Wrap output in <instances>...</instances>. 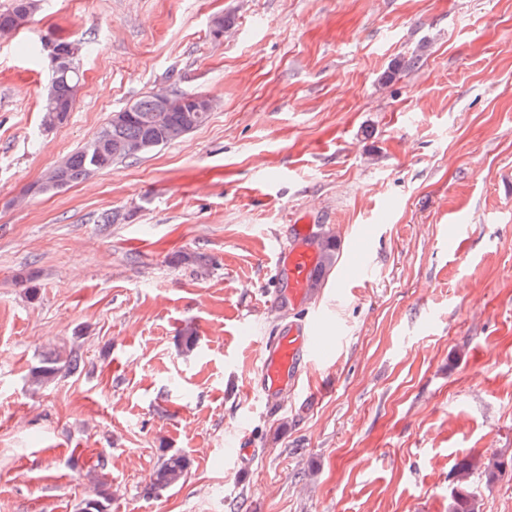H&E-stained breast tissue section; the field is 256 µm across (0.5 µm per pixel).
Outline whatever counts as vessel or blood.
Segmentation results:
<instances>
[{"label":"vessel or blood","mask_w":512,"mask_h":512,"mask_svg":"<svg viewBox=\"0 0 512 512\" xmlns=\"http://www.w3.org/2000/svg\"><path fill=\"white\" fill-rule=\"evenodd\" d=\"M292 232V243L281 246L276 254L274 270L287 272L288 303L293 306L309 299L308 281L320 254L313 242L311 225H293ZM317 356L312 322L288 324L278 336L265 339L262 344L256 389L269 403H277L288 390L297 387L304 367Z\"/></svg>","instance_id":"b4317fda"}]
</instances>
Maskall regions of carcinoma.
I'll return each mask as SVG.
<instances>
[{"instance_id":"1","label":"carcinoma","mask_w":512,"mask_h":512,"mask_svg":"<svg viewBox=\"0 0 512 512\" xmlns=\"http://www.w3.org/2000/svg\"><path fill=\"white\" fill-rule=\"evenodd\" d=\"M38 8V0H14L10 10L0 13V35H8L25 25ZM81 57H76L70 72L51 71L49 82L44 88L42 112L55 105L72 108L80 80ZM155 95H146L129 107L112 113L109 122L83 148L65 158L61 170H51L40 183L38 191L46 192L62 186L78 183L91 174L109 168L117 161L136 159L160 146L177 141L190 131L205 124L210 113L196 104L191 93L176 94L170 102V111L162 121L154 119ZM78 357L56 356L36 367L31 381L39 386L49 382L61 369L72 372L79 368ZM189 459L179 453L163 456L151 479L150 489L156 493L181 483L189 470ZM508 463L494 458L480 463L465 459L455 470V482L448 512H481V503L472 489V477L482 471L493 478ZM111 497L104 491L83 502L81 512H108Z\"/></svg>"}]
</instances>
